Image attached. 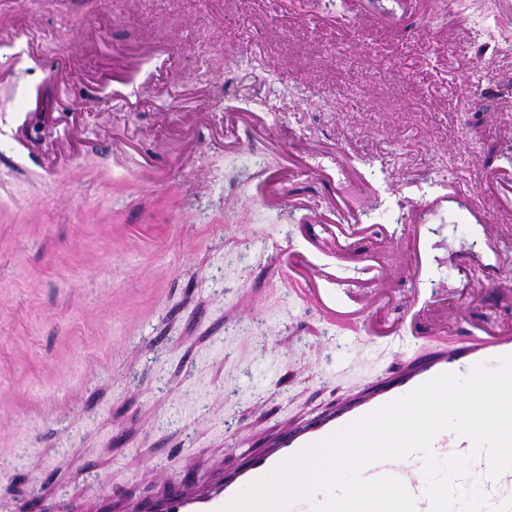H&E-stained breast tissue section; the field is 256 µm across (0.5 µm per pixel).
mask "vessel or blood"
Returning <instances> with one entry per match:
<instances>
[{
  "label": "vessel or blood",
  "instance_id": "1",
  "mask_svg": "<svg viewBox=\"0 0 512 512\" xmlns=\"http://www.w3.org/2000/svg\"><path fill=\"white\" fill-rule=\"evenodd\" d=\"M506 354H512V336L484 343L462 341L452 352H439L401 371L391 380L378 385L371 394L341 408L336 414L317 419L303 430L284 436L273 452H251L242 469L225 482L222 488L201 496L172 491L161 501L159 512H221L238 493L254 481L268 476L281 462L358 417L407 394L440 373L451 371L462 374L468 372L475 363L490 361ZM433 449L441 457L453 453L465 454L470 451L471 442L445 431L436 436ZM422 464L421 456L415 454L404 460L371 465L366 468L365 475L369 478L382 474L399 477L415 498V512H431L430 502L425 495L426 481L422 474ZM487 471L488 462L483 457L475 460L471 466L472 476L478 479L487 495L488 502L483 512H512V470L495 479L489 478Z\"/></svg>",
  "mask_w": 512,
  "mask_h": 512
}]
</instances>
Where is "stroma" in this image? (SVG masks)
Masks as SVG:
<instances>
[{
	"mask_svg": "<svg viewBox=\"0 0 512 512\" xmlns=\"http://www.w3.org/2000/svg\"><path fill=\"white\" fill-rule=\"evenodd\" d=\"M420 2L0 0L8 512L233 472L512 334V12Z\"/></svg>",
	"mask_w": 512,
	"mask_h": 512,
	"instance_id": "stroma-1",
	"label": "stroma"
}]
</instances>
